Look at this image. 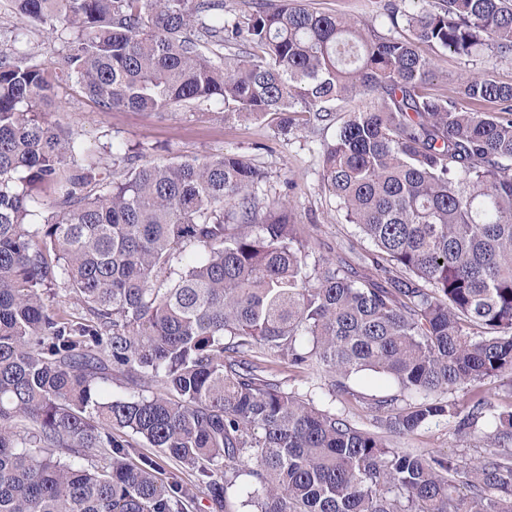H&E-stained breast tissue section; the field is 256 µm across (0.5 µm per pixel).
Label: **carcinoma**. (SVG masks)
Listing matches in <instances>:
<instances>
[{"label": "carcinoma", "instance_id": "1", "mask_svg": "<svg viewBox=\"0 0 512 512\" xmlns=\"http://www.w3.org/2000/svg\"><path fill=\"white\" fill-rule=\"evenodd\" d=\"M9 3L62 50L50 71L26 28L0 45V512H184L193 494L134 461L131 436L197 471L212 512H512V409L476 393L512 374V84L466 78L465 99L495 105L468 111L424 92L416 50L511 52L512 0L392 4L404 39L305 0ZM69 83L104 113L212 102L284 131L355 104L321 181L374 273L309 266L288 201L263 211L241 157L136 167L43 120ZM58 282L80 317L45 303ZM314 365L332 397L361 371L395 384L374 428L276 370ZM461 386L465 412L439 398ZM451 418L461 439L494 426L465 478L391 442Z\"/></svg>", "mask_w": 512, "mask_h": 512}]
</instances>
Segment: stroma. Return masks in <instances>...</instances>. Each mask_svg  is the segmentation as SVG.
Returning a JSON list of instances; mask_svg holds the SVG:
<instances>
[{
    "label": "stroma",
    "mask_w": 512,
    "mask_h": 512,
    "mask_svg": "<svg viewBox=\"0 0 512 512\" xmlns=\"http://www.w3.org/2000/svg\"><path fill=\"white\" fill-rule=\"evenodd\" d=\"M388 0H307L315 11L358 20L387 35H395L386 15ZM419 53L432 63L433 75L425 89L431 94L459 97L461 79L471 73L490 71L502 83L512 84V54L487 50L477 55L453 54L426 44ZM347 112L336 114L335 123L303 124L281 132L271 120L241 118L225 120L218 106L202 102L162 114L116 111L100 112L78 87L60 88L49 122L85 139L123 143L138 155V165L179 162L204 156H240L266 174L256 194L262 203L279 199L289 202L290 221L309 244L310 261L332 258L345 267L362 271L363 256L374 244L355 225L347 223L334 199L322 187V152L333 139L338 122ZM354 397L337 396L336 409L359 427H370L373 414L366 398L391 392L380 374L365 371L350 378ZM486 428H478L466 441H459L455 423L442 420L426 425L397 444L423 454L453 459L460 473H467L471 458L486 446Z\"/></svg>",
    "instance_id": "1"
}]
</instances>
